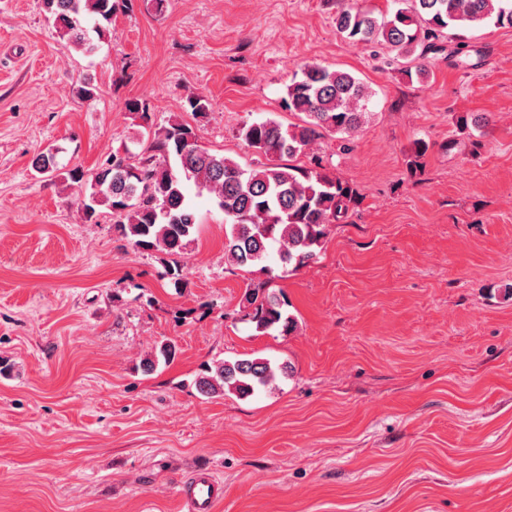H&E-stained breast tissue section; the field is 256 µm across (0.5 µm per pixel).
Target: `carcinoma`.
I'll list each match as a JSON object with an SVG mask.
<instances>
[{
    "label": "carcinoma",
    "instance_id": "obj_1",
    "mask_svg": "<svg viewBox=\"0 0 512 512\" xmlns=\"http://www.w3.org/2000/svg\"><path fill=\"white\" fill-rule=\"evenodd\" d=\"M58 38L76 51L92 55L112 34V18L128 9V0H42ZM391 13L374 14L354 0H338L336 30L357 44L387 46L401 59L420 61L406 68L408 77L428 75L424 61L443 51L437 44L444 31L491 22L512 27V6L504 0H397ZM368 94L351 73L319 63H306L286 86L282 107L300 116L301 123L283 126L266 118L243 125L238 134L256 154L246 167L232 158L212 153L199 144L197 129L178 119L155 126L147 101L130 99L127 111L139 120L137 144L148 142L139 153L114 152L87 174L79 168L62 171L58 151L49 149L33 161L40 174H57L66 183L84 188V221L98 222L112 214L114 227L138 251H153L174 258L165 274L185 286L183 267L176 258L195 241L198 221L187 202L188 183L207 192L224 213V259L238 268L266 270L272 247L282 264L295 268L316 257L332 224L347 215L356 200L348 183L312 167L289 164L307 154L323 133L350 136L364 123ZM187 109L196 116L209 111L208 99L190 93ZM240 320L256 335L272 331L290 334L297 320L288 312V300L266 283H249L243 296ZM175 343L166 341L141 360L143 373L159 362L176 357ZM287 367L274 366L262 357L219 360L204 366L196 380L206 397L236 392L242 396L273 387Z\"/></svg>",
    "mask_w": 512,
    "mask_h": 512
}]
</instances>
